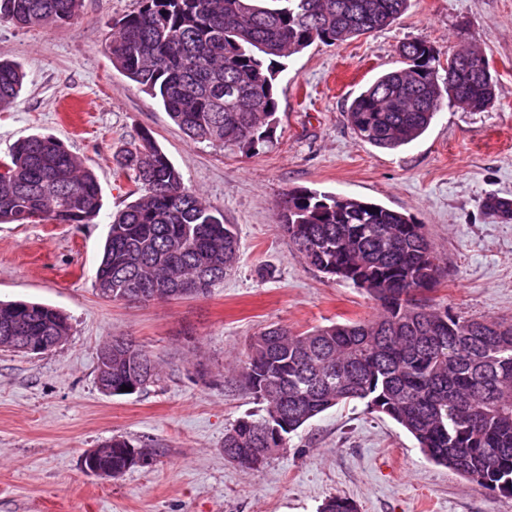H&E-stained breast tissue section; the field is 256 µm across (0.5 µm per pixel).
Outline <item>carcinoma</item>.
<instances>
[{
  "label": "carcinoma",
  "instance_id": "1",
  "mask_svg": "<svg viewBox=\"0 0 512 512\" xmlns=\"http://www.w3.org/2000/svg\"><path fill=\"white\" fill-rule=\"evenodd\" d=\"M83 0H0V18L21 28L66 23ZM410 0H140L112 23L106 51L113 67L156 99L193 142L252 146L275 123V59L315 42L333 46L387 29ZM448 81L472 112L490 107L496 82L467 44ZM402 66L380 75L346 114L357 137L395 150L419 138L445 105L439 53L428 42L398 48ZM24 73L0 58V109L17 99ZM0 178V224L47 218L89 224L102 207L97 175L60 141H18ZM113 175L133 179L139 197L112 216L94 289L117 299L141 284L155 299L179 298L174 281L209 272L224 280L238 258V234L186 186L182 172L148 132L113 155ZM485 214L512 219V199L489 196ZM279 222L299 257L326 276L379 302L375 318L335 322L302 333L270 325L251 338L239 363L241 385L264 414L238 419L224 434V458L268 462L288 435L322 412L351 401L383 414L433 463L512 497V321L475 319L430 303L441 259L425 226L381 204L291 188ZM55 307L22 312L0 301V336H67ZM151 369L153 356L133 341L112 340L110 371L97 381L116 388ZM319 512H357L340 495Z\"/></svg>",
  "mask_w": 512,
  "mask_h": 512
}]
</instances>
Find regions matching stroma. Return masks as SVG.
Returning a JSON list of instances; mask_svg holds the SVG:
<instances>
[{"label":"stroma","mask_w":512,"mask_h":512,"mask_svg":"<svg viewBox=\"0 0 512 512\" xmlns=\"http://www.w3.org/2000/svg\"><path fill=\"white\" fill-rule=\"evenodd\" d=\"M138 5L83 0L63 25L0 19V58L26 73L21 95L0 110V160L19 139L52 136L95 171L103 194L89 224H0V300L57 307L71 325L50 351H0V512H317L331 495L358 512H512V498L430 462L413 437L360 402L290 434L263 471L221 450L227 428L262 411L237 375L252 336L273 324L301 333L379 310L366 292L298 256L277 217L290 188L410 215L441 259L434 304L512 320V220L482 209L489 194L512 199V0H411L386 30L287 58L273 135L251 148L188 140L113 67L105 48L112 22ZM413 38L443 57L463 41L482 51L496 97L482 112L444 106L418 140L379 149L356 137L346 110L397 67L398 45ZM145 131L237 229L239 261L207 296L132 303L100 299L93 288L112 215L136 189L113 176L112 155ZM115 336L155 356L157 384L131 395L100 391L98 350ZM115 437L153 448V465L112 480L84 472L83 454Z\"/></svg>","instance_id":"35a3bbf8"}]
</instances>
